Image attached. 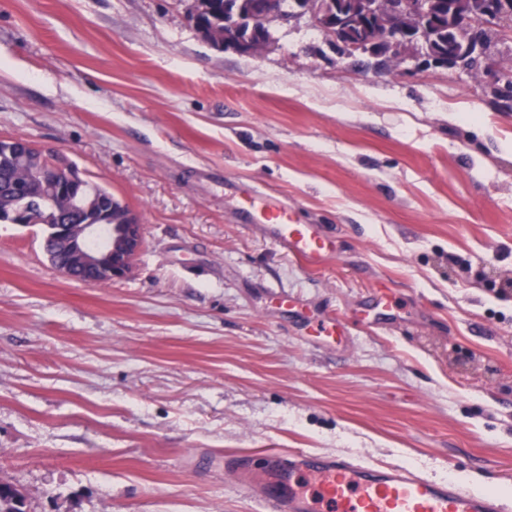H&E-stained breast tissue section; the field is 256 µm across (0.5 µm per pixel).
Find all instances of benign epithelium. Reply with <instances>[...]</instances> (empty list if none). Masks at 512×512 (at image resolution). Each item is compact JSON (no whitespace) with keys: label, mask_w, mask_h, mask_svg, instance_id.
<instances>
[{"label":"benign epithelium","mask_w":512,"mask_h":512,"mask_svg":"<svg viewBox=\"0 0 512 512\" xmlns=\"http://www.w3.org/2000/svg\"><path fill=\"white\" fill-rule=\"evenodd\" d=\"M347 2L351 13L376 22L364 40L348 37L346 18L336 11V0H301L288 17L306 16L322 31L342 35L348 50H382L397 67L412 63L416 67L465 69L470 60L489 57L487 21L512 12L508 0H459L455 5L457 21L468 37L448 54L440 55L431 48L433 31L444 18L439 0H400L392 11L382 10L378 0ZM274 19L285 20L281 0H250L245 17L225 23L224 45L242 55L253 54L265 45L266 26ZM37 177L55 187L47 199L51 213L86 209V180L75 168L60 166ZM44 228L66 253V260L57 269L67 278L89 285L103 278L115 281L128 277L143 242V225L131 209L111 224H100L91 217L82 224H46Z\"/></svg>","instance_id":"benign-epithelium-1"}]
</instances>
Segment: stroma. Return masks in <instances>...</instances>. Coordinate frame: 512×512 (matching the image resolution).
I'll use <instances>...</instances> for the list:
<instances>
[{
    "mask_svg": "<svg viewBox=\"0 0 512 512\" xmlns=\"http://www.w3.org/2000/svg\"><path fill=\"white\" fill-rule=\"evenodd\" d=\"M192 5L0 0V138L59 153L143 226L101 287L50 264L41 226L0 224V480L35 512H261L225 455L304 450L512 496L498 87L355 67L304 19L219 50ZM257 190L321 226V268L243 219Z\"/></svg>",
    "mask_w": 512,
    "mask_h": 512,
    "instance_id": "1",
    "label": "stroma"
}]
</instances>
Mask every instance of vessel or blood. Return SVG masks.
<instances>
[{"mask_svg": "<svg viewBox=\"0 0 512 512\" xmlns=\"http://www.w3.org/2000/svg\"><path fill=\"white\" fill-rule=\"evenodd\" d=\"M254 223L301 263L315 268L331 252L314 224H300L284 206L253 195L242 206ZM225 469L262 512H512V498L455 479H431L405 466H373L343 456L272 453L265 467L228 455Z\"/></svg>", "mask_w": 512, "mask_h": 512, "instance_id": "vessel-or-blood-1", "label": "vessel or blood"}]
</instances>
